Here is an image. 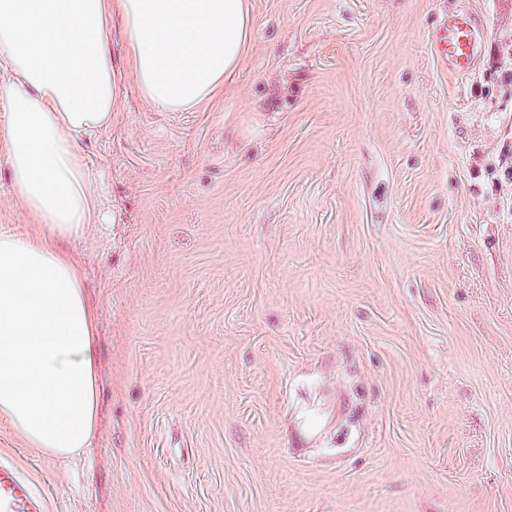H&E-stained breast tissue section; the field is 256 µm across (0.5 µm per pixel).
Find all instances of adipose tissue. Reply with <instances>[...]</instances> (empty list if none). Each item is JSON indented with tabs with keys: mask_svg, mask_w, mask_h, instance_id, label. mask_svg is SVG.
Segmentation results:
<instances>
[{
	"mask_svg": "<svg viewBox=\"0 0 512 512\" xmlns=\"http://www.w3.org/2000/svg\"><path fill=\"white\" fill-rule=\"evenodd\" d=\"M119 34L135 83L162 112L207 100L241 65L250 0H0V138L34 233L0 230V418L63 459L97 417L94 322L63 249L95 219L99 185L79 138L108 129Z\"/></svg>",
	"mask_w": 512,
	"mask_h": 512,
	"instance_id": "adipose-tissue-1",
	"label": "adipose tissue"
}]
</instances>
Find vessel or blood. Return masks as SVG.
I'll return each instance as SVG.
<instances>
[{
    "label": "vessel or blood",
    "instance_id": "b4317fda",
    "mask_svg": "<svg viewBox=\"0 0 512 512\" xmlns=\"http://www.w3.org/2000/svg\"><path fill=\"white\" fill-rule=\"evenodd\" d=\"M479 33L469 12L457 9L444 21L437 58L452 73L470 72L475 64ZM44 498L15 467L0 465V512H46Z\"/></svg>",
    "mask_w": 512,
    "mask_h": 512
}]
</instances>
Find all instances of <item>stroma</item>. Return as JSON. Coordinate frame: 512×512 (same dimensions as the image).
I'll use <instances>...</instances> for the list:
<instances>
[{"mask_svg": "<svg viewBox=\"0 0 512 512\" xmlns=\"http://www.w3.org/2000/svg\"><path fill=\"white\" fill-rule=\"evenodd\" d=\"M475 69L434 50L448 12ZM244 63L84 139L98 423L47 512H512V0H251ZM0 228L27 234L0 158ZM444 36L437 58L449 73H468L472 70L478 48L479 33L469 12L457 9L448 12L444 20Z\"/></svg>", "mask_w": 512, "mask_h": 512, "instance_id": "stroma-1", "label": "stroma"}]
</instances>
